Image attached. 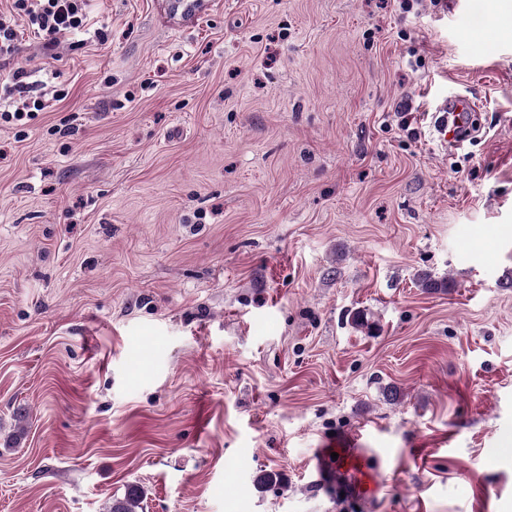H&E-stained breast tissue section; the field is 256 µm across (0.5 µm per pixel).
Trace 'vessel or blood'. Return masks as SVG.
I'll return each instance as SVG.
<instances>
[{
    "mask_svg": "<svg viewBox=\"0 0 512 512\" xmlns=\"http://www.w3.org/2000/svg\"><path fill=\"white\" fill-rule=\"evenodd\" d=\"M477 109L476 101L462 95L442 98L435 108L432 122V137L437 146L445 149L457 143L468 131L469 119ZM315 471L348 476L350 490L359 497L368 499L377 495L376 484L365 473L357 437L341 442L331 441L318 449Z\"/></svg>",
    "mask_w": 512,
    "mask_h": 512,
    "instance_id": "b4317fda",
    "label": "vessel or blood"
}]
</instances>
